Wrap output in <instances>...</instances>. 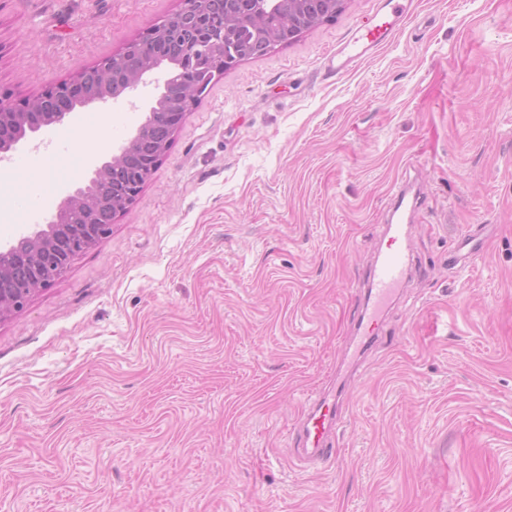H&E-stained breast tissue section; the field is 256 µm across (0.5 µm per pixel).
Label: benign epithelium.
I'll return each instance as SVG.
<instances>
[{
	"instance_id": "obj_1",
	"label": "benign epithelium",
	"mask_w": 512,
	"mask_h": 512,
	"mask_svg": "<svg viewBox=\"0 0 512 512\" xmlns=\"http://www.w3.org/2000/svg\"><path fill=\"white\" fill-rule=\"evenodd\" d=\"M212 0H183V7L153 26L149 36L166 38L177 31L176 25L188 23L195 37L191 54V66L174 67V73L166 78L163 89L154 105L149 108L147 121L154 120L160 114L174 133L182 123L185 115L195 106L203 87L221 74V69L248 59L250 50L242 45H224V30L213 27L208 17ZM258 7L253 15L255 25L259 26L270 15L279 19V34L274 40L276 46H286L294 42L309 26L315 24L309 16L313 9H326L336 12V6L344 5L345 0H257ZM145 40L139 39L128 43L120 52L104 58L94 66L102 86L112 81L113 72L130 64L136 65V71L128 80L124 94L134 91L145 77L159 68L162 57L154 58L150 63L138 65ZM87 73L83 72L69 81H63L35 97L21 108L7 105L0 99V158L17 149L23 138L14 137L11 125H25L33 134L62 122L67 114L76 107L93 103H104L105 97H96L86 88ZM180 81L186 86L185 97L175 102L171 99L170 85ZM146 125H141L135 134L112 155L111 160L102 163L93 170L88 184L69 192L61 201L59 208L44 229L20 237L26 242L25 263L32 271L30 278L21 280L13 278L12 263L18 244L0 247V321L20 310L39 290L50 286L53 279L46 276L45 270L53 269L62 274L71 261L79 254L92 248L108 229L107 224H73L71 212L78 208L96 210L101 203L93 197V187L105 176L122 166L126 155L136 149L146 137Z\"/></svg>"
}]
</instances>
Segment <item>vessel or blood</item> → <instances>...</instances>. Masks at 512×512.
Returning <instances> with one entry per match:
<instances>
[{"instance_id":"vessel-or-blood-1","label":"vessel or blood","mask_w":512,"mask_h":512,"mask_svg":"<svg viewBox=\"0 0 512 512\" xmlns=\"http://www.w3.org/2000/svg\"><path fill=\"white\" fill-rule=\"evenodd\" d=\"M377 14L375 25L354 30L331 56L332 68L345 70L371 55L380 45L389 42L408 14V0H379ZM409 207L406 190H398L391 202L385 226L386 247L378 254L367 273L368 290L351 343L353 358H360L380 340L379 322L383 312L396 298L398 287L410 270L407 252L409 224L406 220ZM337 425L335 394L314 398L310 403V412L298 431V448L307 461H323L333 455L332 436Z\"/></svg>"}]
</instances>
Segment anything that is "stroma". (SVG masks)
<instances>
[{
    "instance_id": "stroma-1",
    "label": "stroma",
    "mask_w": 512,
    "mask_h": 512,
    "mask_svg": "<svg viewBox=\"0 0 512 512\" xmlns=\"http://www.w3.org/2000/svg\"><path fill=\"white\" fill-rule=\"evenodd\" d=\"M182 0H0V97L20 107ZM346 0L226 69L111 233L0 320V512H512V0ZM165 78L21 144L0 245L42 168L52 217L146 119ZM110 148L77 151L98 112ZM413 181V270L345 385L334 459L290 455L355 333L391 190ZM472 224L478 254L448 264ZM408 1L379 0L377 23L354 30L331 56L330 66L337 71L346 70L371 55L380 45L389 42L407 17Z\"/></svg>"
}]
</instances>
